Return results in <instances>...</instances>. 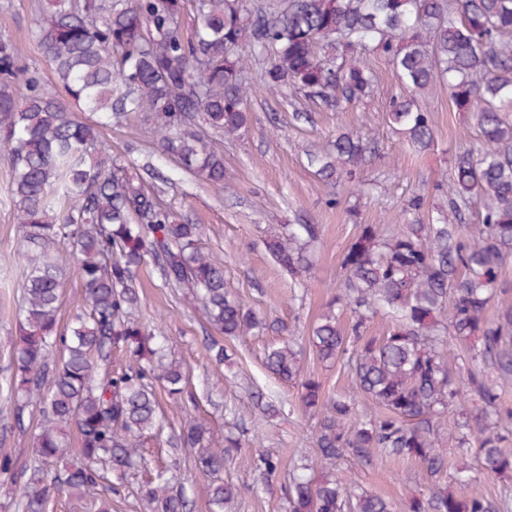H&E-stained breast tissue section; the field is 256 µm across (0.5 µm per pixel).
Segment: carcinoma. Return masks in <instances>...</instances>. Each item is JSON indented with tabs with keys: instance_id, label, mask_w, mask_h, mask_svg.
I'll return each instance as SVG.
<instances>
[{
	"instance_id": "obj_1",
	"label": "carcinoma",
	"mask_w": 512,
	"mask_h": 512,
	"mask_svg": "<svg viewBox=\"0 0 512 512\" xmlns=\"http://www.w3.org/2000/svg\"><path fill=\"white\" fill-rule=\"evenodd\" d=\"M35 41L68 99L32 74L20 79V48L0 41V152L12 168L25 270L12 359L21 397L15 422L22 425L30 407L41 415L34 464L20 473L22 512H48L53 492L82 499L99 486L121 487L163 443L194 453L213 512L237 495L219 474L226 456L243 447L240 438L216 440L204 418L163 436L156 388L190 401L194 393L186 369L166 355L161 327L135 316L141 267L151 263L165 286L188 289L219 335L267 328L225 288L224 267L201 247L202 225L179 221L142 177L112 160L80 113L98 114L101 126L148 113L162 154L221 187L223 151L197 127L202 121L234 135L247 125L252 59H270L262 89L293 86L315 105L339 110L375 89L362 61L367 52L382 56L398 79L386 122L400 139L434 148L426 96L442 87L477 139L459 147L450 175L435 183L446 204L428 223L392 231L361 224L343 255L345 279L308 345L323 362L347 363L359 399L326 396L321 381L302 373L303 348L292 337L268 348L265 366L295 385L318 419L313 444L324 464L345 456L369 463L378 449L419 464L424 490L410 512H496L463 476H450L457 491L442 481L448 435L440 419L456 408L458 447L474 449L486 473L512 480V455L504 451L512 408L501 405L497 389L512 382V290L500 280L512 260V0H275L252 10L244 0H45ZM371 152L368 138L344 129L310 162L326 183L359 192ZM476 205L481 223L470 231L465 217ZM321 235L319 224H290L266 248L300 285ZM58 241L71 245L84 299L67 334L57 320L65 274L50 254ZM338 307L353 315L348 333ZM378 316L387 327L372 336ZM447 335L467 347L471 366L463 374L451 363ZM70 426L78 456L46 468L69 455ZM254 465L264 479L278 471L260 449ZM309 470L292 476L288 512H392L387 499ZM140 495L151 512H189L183 487L164 471L143 482Z\"/></svg>"
}]
</instances>
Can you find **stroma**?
<instances>
[{"mask_svg": "<svg viewBox=\"0 0 512 512\" xmlns=\"http://www.w3.org/2000/svg\"><path fill=\"white\" fill-rule=\"evenodd\" d=\"M38 4L39 0H0V40L20 45L22 68L38 74L50 89L54 78L34 40L40 19ZM367 62L377 76V85L374 95L362 102L332 111L317 108L303 92L292 88L282 94L264 91L250 100V120L238 137L223 138L204 129L206 140L224 152V186L220 189L177 170L161 154L144 113L101 132L114 158L137 171L146 164L153 166L160 176L155 188L162 200L191 223L202 225L203 247L223 264L226 288L269 323L263 334L225 339L230 361L222 370H214L206 348L212 330L201 303L182 290L165 287L153 265L144 266L138 274V313L164 330L198 396L193 404L159 394L167 429H180L191 416L206 414L216 437L240 434L247 441L259 437L260 448L280 463L276 476L264 482L254 469L253 447L247 444L227 459L222 478L238 489L231 512H287L285 489L294 463L302 457L310 465L320 463L312 445L315 418L302 409L297 388L275 381L264 366L266 346L282 337L278 324H285L295 337L307 335L343 279L342 256L358 224L395 229L426 222L429 211L442 202L433 187L448 173L457 146L476 138L474 130L452 110L447 90L440 89L430 100L436 134L433 152L420 154L401 146L385 122L396 81L382 58L371 56ZM341 128L362 130L375 146L360 171L366 192L356 201L349 197L347 187L321 181L308 162L309 153L323 148ZM10 183L9 163L0 158V454H11L17 468L23 469L32 461L37 424L30 421L20 429L13 418L11 361L24 275L18 259L20 230L11 205ZM416 195L423 196V208L407 209V201ZM282 224H317L322 229L314 266L300 287L273 261L264 244ZM303 370L322 381L327 395L349 398L357 394L344 364L322 363L308 351ZM257 390L279 406V414L266 418L254 408L252 394ZM448 464L468 468L498 512H512V481L487 476L474 455L463 449L452 451ZM160 465L170 467L186 490L193 492L191 512H209L205 499L194 492L203 478L191 455L158 448L149 456L147 466ZM332 470L349 486L390 500L393 512H409L408 504L420 490L416 463L380 451L374 452L370 464L360 465L344 457Z\"/></svg>", "mask_w": 512, "mask_h": 512, "instance_id": "1", "label": "stroma"}]
</instances>
